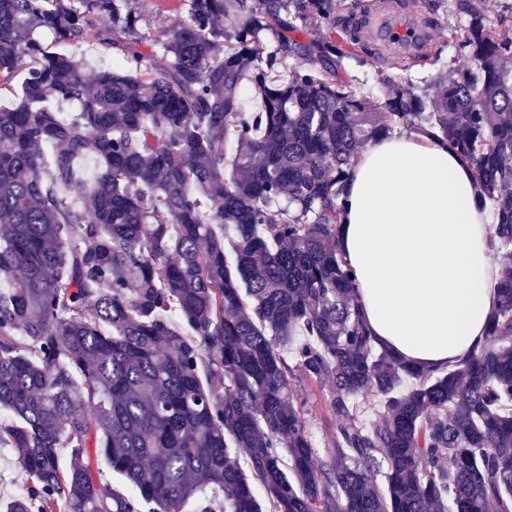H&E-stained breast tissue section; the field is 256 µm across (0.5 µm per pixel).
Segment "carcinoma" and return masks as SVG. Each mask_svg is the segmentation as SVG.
<instances>
[{
  "instance_id": "cac0c4a2",
  "label": "carcinoma",
  "mask_w": 512,
  "mask_h": 512,
  "mask_svg": "<svg viewBox=\"0 0 512 512\" xmlns=\"http://www.w3.org/2000/svg\"><path fill=\"white\" fill-rule=\"evenodd\" d=\"M451 8L471 64L374 100L338 73L379 58L339 0H179L154 39L132 0H0V446L27 482L3 512H512V37ZM393 128L496 212L498 307L446 371L377 342L338 247L354 159ZM297 379L326 388L323 454Z\"/></svg>"
}]
</instances>
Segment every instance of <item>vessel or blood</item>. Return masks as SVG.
<instances>
[{
  "mask_svg": "<svg viewBox=\"0 0 512 512\" xmlns=\"http://www.w3.org/2000/svg\"><path fill=\"white\" fill-rule=\"evenodd\" d=\"M439 27L437 17L409 9L404 0H390L385 8L359 19L363 43L384 55L411 62L424 60Z\"/></svg>",
  "mask_w": 512,
  "mask_h": 512,
  "instance_id": "1",
  "label": "vessel or blood"
}]
</instances>
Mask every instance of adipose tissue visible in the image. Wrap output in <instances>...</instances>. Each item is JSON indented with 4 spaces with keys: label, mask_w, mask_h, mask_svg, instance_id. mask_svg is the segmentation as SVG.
Segmentation results:
<instances>
[{
    "label": "adipose tissue",
    "mask_w": 512,
    "mask_h": 512,
    "mask_svg": "<svg viewBox=\"0 0 512 512\" xmlns=\"http://www.w3.org/2000/svg\"><path fill=\"white\" fill-rule=\"evenodd\" d=\"M494 222L440 143L395 134L360 154L339 246L371 330L399 360L442 370L483 344L497 305Z\"/></svg>",
    "instance_id": "1"
}]
</instances>
